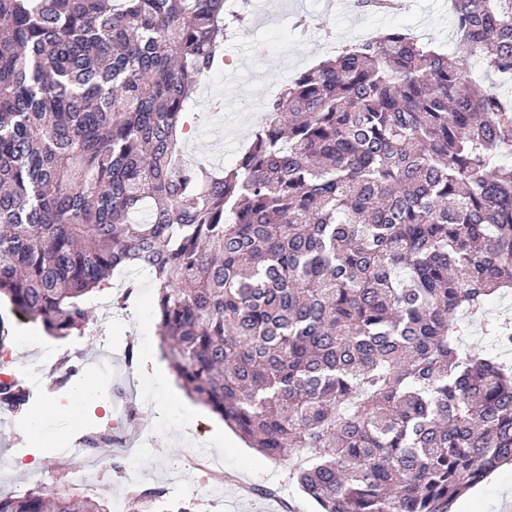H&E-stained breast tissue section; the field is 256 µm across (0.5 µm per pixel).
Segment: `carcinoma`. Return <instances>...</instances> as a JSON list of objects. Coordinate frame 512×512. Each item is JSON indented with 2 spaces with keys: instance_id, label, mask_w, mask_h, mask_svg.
I'll return each mask as SVG.
<instances>
[{
  "instance_id": "carcinoma-1",
  "label": "carcinoma",
  "mask_w": 512,
  "mask_h": 512,
  "mask_svg": "<svg viewBox=\"0 0 512 512\" xmlns=\"http://www.w3.org/2000/svg\"><path fill=\"white\" fill-rule=\"evenodd\" d=\"M451 2L456 62L398 29L347 45L215 171L182 136L234 0H0V296L64 339L140 269L181 387L321 512H452L512 463V368L459 342L512 294V98L466 70L512 78V0Z\"/></svg>"
}]
</instances>
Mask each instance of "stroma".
I'll list each match as a JSON object with an SVG mask.
<instances>
[{"mask_svg": "<svg viewBox=\"0 0 512 512\" xmlns=\"http://www.w3.org/2000/svg\"><path fill=\"white\" fill-rule=\"evenodd\" d=\"M269 0H248L245 20L224 42L225 67L222 73L200 84L189 120L194 128L187 143L188 152L205 163L218 167L233 166L262 120L264 106L280 84L315 65L329 52L354 42L361 32H379L401 28L423 42L444 46L448 53L457 48L448 41L451 28L448 0H401L399 10L382 14L364 10L359 0H280L278 7ZM321 16L326 24L312 29L309 37L294 34L298 16ZM150 281H142L134 307L133 319H113L109 334L113 355H122L132 338H139L144 350L159 345L153 334V299ZM69 354V365L80 368L85 379L94 384L125 388L121 403L138 405V395L129 394L130 384H145L153 389L156 405L162 408L164 421L155 423L149 444H142L141 420L117 419L90 408L79 418H71L65 394L53 384L31 394L25 413L15 415L12 427L0 431V458L14 459L33 454L40 460L70 457L78 438L86 431L116 426L120 432L139 443L140 476L129 483L121 449L105 448L99 453V468L90 477V493L112 502L129 504L133 490L163 491L165 500L182 501L206 480L205 472L175 469L174 464L187 453L190 444L181 442L168 415H183V408L166 397L155 377L142 370V358L131 365L104 367L101 346L93 331L60 340ZM52 407L56 414L48 430L49 443L34 442L24 429L28 416ZM206 454L224 464V482L213 489L196 512H318L317 505L289 478L288 465L262 456L242 440L226 444L223 437L207 438ZM73 476L69 469L33 474L15 468L0 470V493L22 494L29 489H68ZM455 512H512V464L495 470L483 483L469 490L454 506Z\"/></svg>", "mask_w": 512, "mask_h": 512, "instance_id": "obj_1", "label": "stroma"}]
</instances>
